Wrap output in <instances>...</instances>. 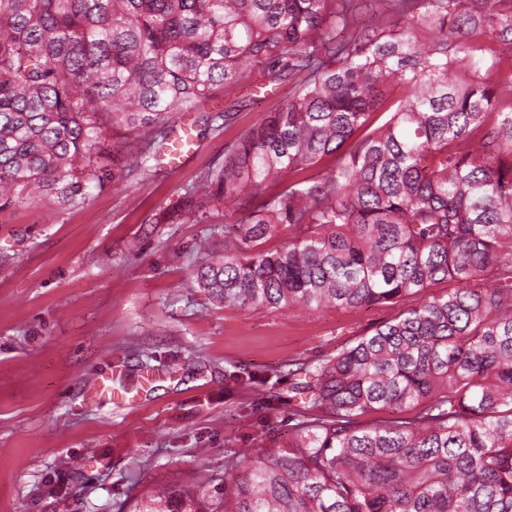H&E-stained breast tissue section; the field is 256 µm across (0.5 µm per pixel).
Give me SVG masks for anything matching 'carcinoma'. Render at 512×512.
<instances>
[{"label":"carcinoma","mask_w":512,"mask_h":512,"mask_svg":"<svg viewBox=\"0 0 512 512\" xmlns=\"http://www.w3.org/2000/svg\"><path fill=\"white\" fill-rule=\"evenodd\" d=\"M488 2L0 0V210L85 201L100 158L120 172L133 142L158 161L187 112L220 131L208 104L261 61L288 98L175 211L231 221L202 238L198 287L398 310L290 371L316 414L287 442L226 457L242 475L214 494L168 486L135 512H512V111L489 81L512 63V5Z\"/></svg>","instance_id":"obj_1"}]
</instances>
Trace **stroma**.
<instances>
[{
	"label": "stroma",
	"mask_w": 512,
	"mask_h": 512,
	"mask_svg": "<svg viewBox=\"0 0 512 512\" xmlns=\"http://www.w3.org/2000/svg\"><path fill=\"white\" fill-rule=\"evenodd\" d=\"M288 91L253 66L243 107L181 167L0 211V512H132L156 485L223 479L225 456L267 429L287 441L300 420L291 363L393 317L226 307L193 278L211 227L175 223L180 195ZM110 370L118 396L87 403Z\"/></svg>",
	"instance_id": "stroma-1"
}]
</instances>
